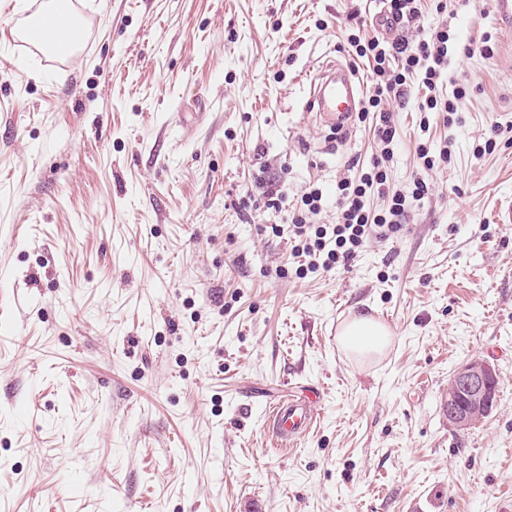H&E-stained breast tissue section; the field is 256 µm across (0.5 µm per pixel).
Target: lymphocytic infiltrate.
Segmentation results:
<instances>
[{"instance_id": "1", "label": "lymphocytic infiltrate", "mask_w": 512, "mask_h": 512, "mask_svg": "<svg viewBox=\"0 0 512 512\" xmlns=\"http://www.w3.org/2000/svg\"><path fill=\"white\" fill-rule=\"evenodd\" d=\"M417 0H382L380 13L386 34H367L356 30L346 37L350 56L368 64L366 90L357 113L359 122L369 123L378 154L362 166L357 176L338 180L333 196L317 186L306 188L296 200H289L278 181L261 180V196L247 195L243 206L264 210L279 222L289 225L291 253L299 258L297 274L329 270L356 259L370 237L390 239L404 229L414 202L428 192L424 179L413 182L411 192L388 193L389 202L381 211H371L372 194L386 193L387 169L394 158L397 117L408 103L414 85L425 88L418 99L421 129H429L430 118L442 116L445 123L455 121L457 108L452 100L440 96L438 89L448 79L453 56L460 46L448 24L425 29ZM336 202V220L315 223L328 200Z\"/></svg>"}]
</instances>
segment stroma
<instances>
[{
  "mask_svg": "<svg viewBox=\"0 0 512 512\" xmlns=\"http://www.w3.org/2000/svg\"><path fill=\"white\" fill-rule=\"evenodd\" d=\"M0 0V512H512V19L448 0L461 123L400 111L391 189L429 192L403 235L298 277L287 232L240 198L260 164L289 197L334 191L377 147L306 111L376 0H73L57 65L18 46ZM491 37V52L480 49ZM448 148L424 170L420 142ZM390 345L359 360L354 315ZM498 370L456 431L453 371ZM321 389L287 452L266 403ZM339 341L358 354L378 352L388 343L389 331L369 316L356 315L341 329Z\"/></svg>",
  "mask_w": 512,
  "mask_h": 512,
  "instance_id": "35a3bbf8",
  "label": "stroma"
}]
</instances>
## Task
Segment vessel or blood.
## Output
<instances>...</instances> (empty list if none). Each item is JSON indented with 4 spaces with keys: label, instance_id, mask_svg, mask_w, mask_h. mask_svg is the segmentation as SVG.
Instances as JSON below:
<instances>
[{
    "label": "vessel or blood",
    "instance_id": "b4317fda",
    "mask_svg": "<svg viewBox=\"0 0 512 512\" xmlns=\"http://www.w3.org/2000/svg\"><path fill=\"white\" fill-rule=\"evenodd\" d=\"M361 88L351 70L341 64L327 65L311 82L309 108L325 119L345 123L360 104ZM267 421L279 446L288 447L311 431L317 422L312 402L280 399L268 406Z\"/></svg>",
    "mask_w": 512,
    "mask_h": 512
}]
</instances>
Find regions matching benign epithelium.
<instances>
[{"label": "benign epithelium", "instance_id": "benign-epithelium-1", "mask_svg": "<svg viewBox=\"0 0 512 512\" xmlns=\"http://www.w3.org/2000/svg\"><path fill=\"white\" fill-rule=\"evenodd\" d=\"M497 378L495 366L480 358H473L458 367L448 380V399L444 402V416L458 429L479 426L491 405L492 381Z\"/></svg>", "mask_w": 512, "mask_h": 512}]
</instances>
